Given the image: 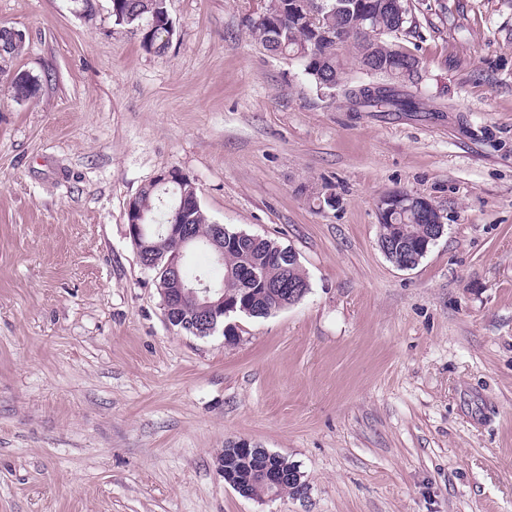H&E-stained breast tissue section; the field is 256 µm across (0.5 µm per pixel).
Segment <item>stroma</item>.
<instances>
[{"mask_svg": "<svg viewBox=\"0 0 512 512\" xmlns=\"http://www.w3.org/2000/svg\"><path fill=\"white\" fill-rule=\"evenodd\" d=\"M433 2L394 40L422 111L372 112L251 37L266 0H168L161 55L110 0H0L39 86L0 77V512H512V0ZM171 168L297 253L302 301L231 343L166 322L126 206ZM395 190L445 223L409 270ZM241 439L306 495L225 484ZM379 246L385 256L399 269H412L420 262L422 257L428 253L431 245L441 237L444 232V221L441 210L429 199L423 196L411 194L405 191H394L385 195L379 203ZM411 212V213H406ZM420 213L425 220L426 224H422L423 220ZM398 216L392 219V216ZM386 222V224H384ZM407 224V225H406ZM427 224L429 227V234L427 231ZM405 225L408 228V235L405 241L419 240L427 235L424 239L414 242L409 250L397 248L398 245H393L394 239H399L400 236L406 234ZM406 244L399 245L404 247ZM391 252V253H390ZM407 257V260H406Z\"/></svg>", "mask_w": 512, "mask_h": 512, "instance_id": "35a3bbf8", "label": "stroma"}]
</instances>
